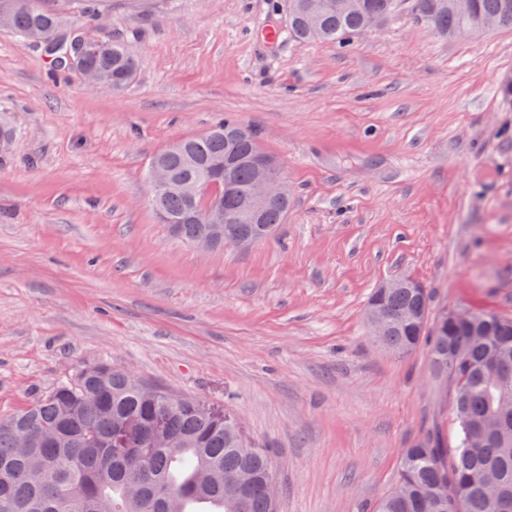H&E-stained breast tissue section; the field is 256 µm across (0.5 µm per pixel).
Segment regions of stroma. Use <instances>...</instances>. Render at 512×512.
I'll list each match as a JSON object with an SVG mask.
<instances>
[{
	"mask_svg": "<svg viewBox=\"0 0 512 512\" xmlns=\"http://www.w3.org/2000/svg\"><path fill=\"white\" fill-rule=\"evenodd\" d=\"M282 0H54L125 43L121 93L0 26V414L100 362L237 417L280 512H374L405 448L453 428L426 348L371 338L399 277L433 313L512 317V29L407 13L339 48L268 43ZM293 194L264 242L201 249L149 204L153 154L224 115Z\"/></svg>",
	"mask_w": 512,
	"mask_h": 512,
	"instance_id": "obj_1",
	"label": "stroma"
}]
</instances>
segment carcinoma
Masks as SVG:
<instances>
[{
    "label": "carcinoma",
    "instance_id": "cac0c4a2",
    "mask_svg": "<svg viewBox=\"0 0 512 512\" xmlns=\"http://www.w3.org/2000/svg\"><path fill=\"white\" fill-rule=\"evenodd\" d=\"M341 3L284 0L288 29L280 36L348 46L369 21H389L406 7L446 36L486 19L512 28V0H470L467 13L457 12L453 0H363L358 13ZM63 25L50 0H11L9 27L22 39L38 43ZM85 40L95 46L89 64L112 90H123L135 76L133 55L117 41ZM256 148L254 135L230 116L171 144L152 157L147 175L159 166L172 181L209 191L193 199L173 188L150 197L152 208L178 222L180 238L206 237L201 221L180 220L192 211L203 215L218 197L226 210L243 208L257 171L242 157ZM225 158L240 159L229 193L209 177L210 164ZM287 216L288 204L270 206L259 222L233 224L229 234L262 242ZM383 305L403 316L420 311L375 340L398 356L427 345L431 374L448 388L455 427L452 448L425 437L405 449L395 486L376 512H512L500 508L503 498L512 505V381L500 385L486 371L493 362L512 365V318L478 311L472 322L451 324L446 312L432 316L423 287L394 288ZM271 476L270 451L249 444L224 414L105 362L0 416V512H189L187 504L200 500L218 504L214 512H279L266 488Z\"/></svg>",
    "mask_w": 512,
    "mask_h": 512
}]
</instances>
